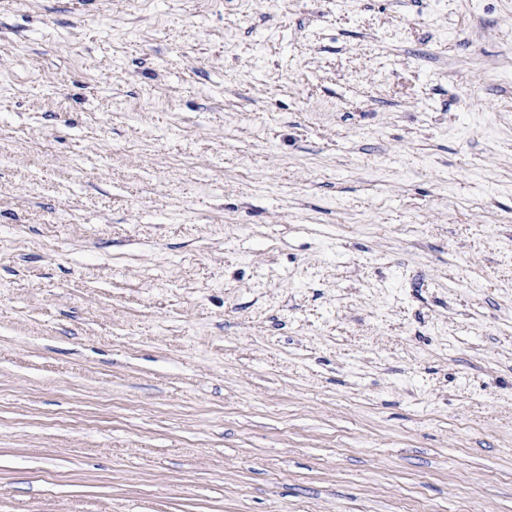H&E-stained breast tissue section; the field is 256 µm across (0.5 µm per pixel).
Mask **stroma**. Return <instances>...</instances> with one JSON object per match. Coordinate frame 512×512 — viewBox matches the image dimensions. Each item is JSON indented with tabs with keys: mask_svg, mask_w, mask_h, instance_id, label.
I'll use <instances>...</instances> for the list:
<instances>
[{
	"mask_svg": "<svg viewBox=\"0 0 512 512\" xmlns=\"http://www.w3.org/2000/svg\"><path fill=\"white\" fill-rule=\"evenodd\" d=\"M0 512H512V0H0Z\"/></svg>",
	"mask_w": 512,
	"mask_h": 512,
	"instance_id": "obj_1",
	"label": "stroma"
}]
</instances>
